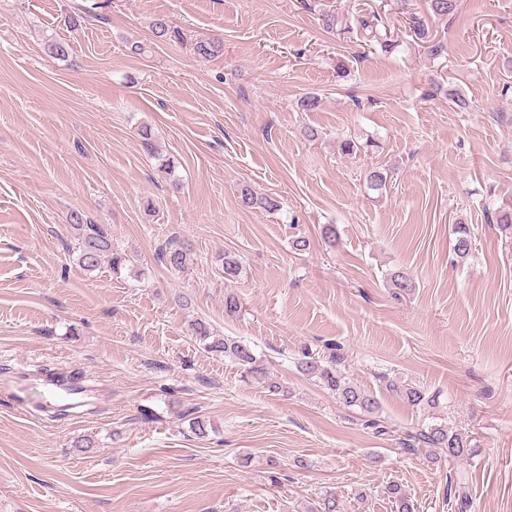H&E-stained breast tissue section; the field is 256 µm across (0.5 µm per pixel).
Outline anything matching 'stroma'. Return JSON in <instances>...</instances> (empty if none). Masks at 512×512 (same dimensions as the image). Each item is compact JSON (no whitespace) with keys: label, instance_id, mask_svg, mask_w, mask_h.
<instances>
[{"label":"stroma","instance_id":"obj_1","mask_svg":"<svg viewBox=\"0 0 512 512\" xmlns=\"http://www.w3.org/2000/svg\"><path fill=\"white\" fill-rule=\"evenodd\" d=\"M375 14L393 52L360 26ZM418 21L444 57L413 41ZM50 38L69 41L68 60L47 54ZM209 39L223 49L206 61L195 45ZM346 138L361 151L342 154ZM374 168L388 173L380 194L365 187ZM245 185L280 210L243 208ZM508 205L512 0H460L445 18L427 0H0V512H307L330 491L344 512H392V480L415 512H463L454 470L464 512H512V235L487 221ZM73 210L135 264L80 268ZM460 222L474 233L463 261L449 245ZM173 237L193 249L180 271L157 258ZM228 252L244 268L234 283ZM401 271L411 290L393 288ZM199 316L286 395L189 336ZM309 353L380 400L387 434L299 372ZM46 363L82 374L89 413L54 417ZM22 374L24 413L6 398ZM391 380L438 407L407 405ZM433 418L472 456L405 451V430Z\"/></svg>","mask_w":512,"mask_h":512}]
</instances>
